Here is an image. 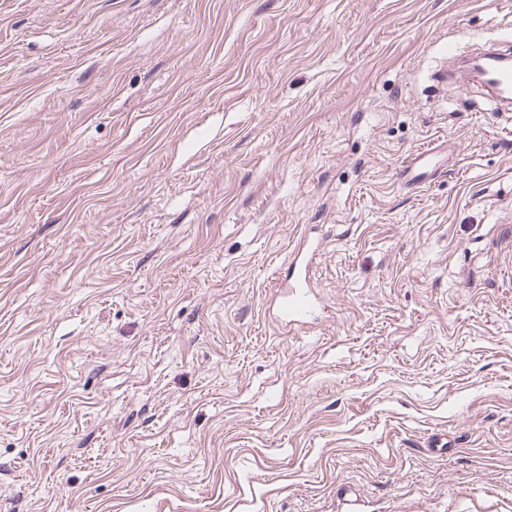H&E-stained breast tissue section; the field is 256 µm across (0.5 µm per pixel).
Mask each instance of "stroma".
I'll list each match as a JSON object with an SVG mask.
<instances>
[{"label": "stroma", "mask_w": 512, "mask_h": 512, "mask_svg": "<svg viewBox=\"0 0 512 512\" xmlns=\"http://www.w3.org/2000/svg\"><path fill=\"white\" fill-rule=\"evenodd\" d=\"M510 34L512 0H0V512H512V110L429 79ZM444 65L435 70V79L439 84L448 86V83H455L458 79L456 66L463 63L466 57H460L453 41H448V46L444 49ZM441 152L440 145L429 143L410 154L399 172L401 183L405 186H421L429 179H433L439 170L438 157ZM321 248L319 241L301 239L291 251L292 275L275 278L273 310L282 326L312 324L317 320L319 302L310 285L309 271Z\"/></svg>", "instance_id": "stroma-1"}]
</instances>
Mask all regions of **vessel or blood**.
<instances>
[{
  "label": "vessel or blood",
  "instance_id": "b4317fda",
  "mask_svg": "<svg viewBox=\"0 0 512 512\" xmlns=\"http://www.w3.org/2000/svg\"><path fill=\"white\" fill-rule=\"evenodd\" d=\"M445 62L435 70V79L440 84L456 82V67L461 62L455 44L444 49ZM485 92L501 105L512 104V67L493 66L485 73ZM441 149L426 144L410 154L399 172L402 184L423 185L438 171V157ZM322 248L321 242L301 240L291 251L293 272L289 277L276 279L274 286L273 310L275 319L282 326L314 323L318 317L319 302L311 288L309 271Z\"/></svg>",
  "mask_w": 512,
  "mask_h": 512
}]
</instances>
